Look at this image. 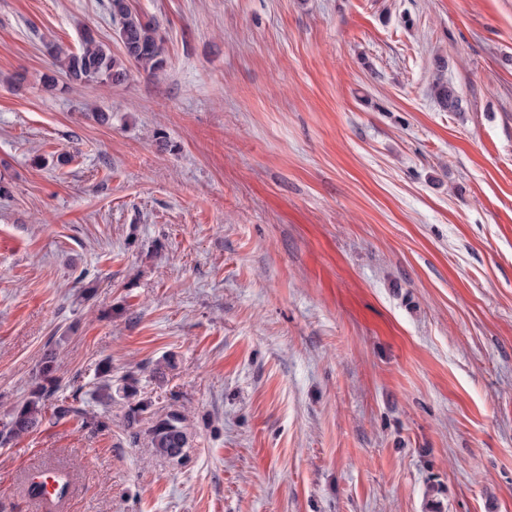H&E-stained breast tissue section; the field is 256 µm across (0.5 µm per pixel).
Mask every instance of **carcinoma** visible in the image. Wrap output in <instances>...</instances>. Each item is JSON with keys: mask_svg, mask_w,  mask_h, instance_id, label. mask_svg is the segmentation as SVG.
I'll return each instance as SVG.
<instances>
[{"mask_svg": "<svg viewBox=\"0 0 512 512\" xmlns=\"http://www.w3.org/2000/svg\"><path fill=\"white\" fill-rule=\"evenodd\" d=\"M110 15L122 46L119 55L113 54L111 48L97 40L88 29L81 31V48L76 52L55 43L47 45L53 66L64 73L70 82L118 85L129 77L131 64L151 74L165 68L167 59L156 21L132 9L129 0H110ZM434 93L443 109L461 111V98L452 84L439 80L434 85ZM55 361L56 352L49 350L44 353L38 371L42 382L13 407L6 421L0 423L1 447L19 440L41 424L46 413V402L55 392ZM121 390L127 403V427L133 430V438L136 439L140 435L137 430L140 416L149 405L135 399L136 392L130 386L125 384ZM95 400L106 408L112 406V375L108 368L100 373ZM145 434L156 454L169 459L182 458L189 441L186 417L178 413L155 418Z\"/></svg>", "mask_w": 512, "mask_h": 512, "instance_id": "1", "label": "carcinoma"}]
</instances>
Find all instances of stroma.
Listing matches in <instances>:
<instances>
[{"instance_id":"35a3bbf8","label":"stroma","mask_w":512,"mask_h":512,"mask_svg":"<svg viewBox=\"0 0 512 512\" xmlns=\"http://www.w3.org/2000/svg\"><path fill=\"white\" fill-rule=\"evenodd\" d=\"M130 3L164 70L49 91L108 0H0V421L49 349L109 419L0 447V512H512V0ZM434 93L437 98L439 105L447 110L448 112L461 111V98L456 88L438 78V81L434 85ZM120 389L122 390V396L127 403V427L128 429L134 430L139 425L141 414L144 413L149 408V405L147 402L141 400L133 401L136 396V391H132L130 386H128L127 384H124L122 387L119 388V393ZM186 421V417L178 413L166 414L153 420L145 434L156 454L169 459L182 458L189 441ZM64 474L59 471L38 470L29 475V483H40L44 487L42 496L37 501L41 503L58 501L56 491L59 487V481H64Z\"/></svg>"}]
</instances>
